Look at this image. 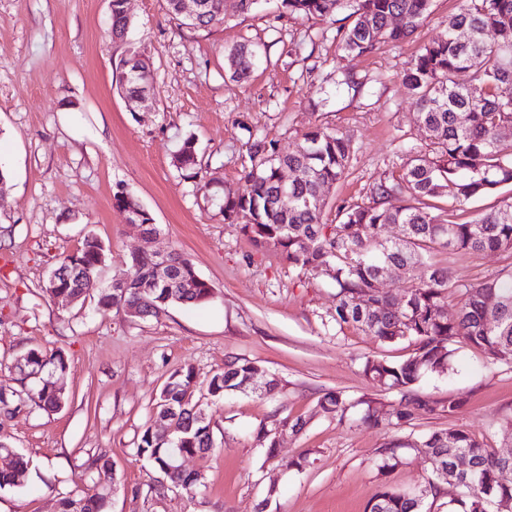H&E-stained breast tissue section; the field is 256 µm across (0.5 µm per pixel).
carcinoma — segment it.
Instances as JSON below:
<instances>
[{
  "instance_id": "cac0c4a2",
  "label": "carcinoma",
  "mask_w": 512,
  "mask_h": 512,
  "mask_svg": "<svg viewBox=\"0 0 512 512\" xmlns=\"http://www.w3.org/2000/svg\"><path fill=\"white\" fill-rule=\"evenodd\" d=\"M170 16L188 28L208 29L224 20V0H203V11L195 20L182 16L176 0H165ZM290 16L307 20L333 17L342 8H352V24L338 30L341 50L363 56L383 44H400L410 38L429 15L432 0H280ZM399 23H393V18ZM132 22L124 0H112V43L121 48L116 90L126 96L140 87H150L154 72L142 68L125 74V56L136 51L129 41ZM255 50L246 44L230 49L226 66L231 77L246 82L251 76ZM470 72L467 84L456 82V74ZM417 109L419 122L429 137V149L409 150L404 171L396 178L376 184L368 201L337 208L336 223L324 221L325 200L319 199L322 185L342 180L352 153L351 140L323 129L307 133L295 150L281 154L274 144L256 139L250 145L251 169L245 173L244 188L226 194L212 180L200 177L202 167L194 137L184 138L176 151V167L191 179H199L206 203L215 207L226 224H239L258 249H273L288 264L305 273L325 271L336 284V304L329 312L341 327L353 325L383 343L408 340L415 344L413 355L402 363L368 359L364 374L376 384L397 392L398 399L387 409L365 400L362 423L372 428L403 429L422 416L436 411L435 402L416 390L427 372L444 373L453 357L454 345L463 341L487 354L492 363L512 364V268L503 269L479 284H460L464 301L458 312L448 315V274L428 262L435 246L451 251L512 253V197L476 218L456 222L439 212L431 201L449 198L459 208L472 200L512 184V142L500 129L512 127V0H462L448 16L444 31L424 45L401 75ZM288 168L295 178L281 186L279 171ZM392 198L409 203L388 206ZM392 225L396 235L380 236ZM173 254L169 285H151L152 265L147 257L126 262V270L112 279L124 287L99 292L98 309L136 308L146 316L164 305H200L212 297L213 289L197 280L191 261L178 251ZM105 249L96 239H86L81 248L60 257L54 270L59 291L80 294L70 270L80 269L84 278L96 277L105 262ZM388 264L406 268L415 284L400 297L375 287L379 272ZM494 297L496 305L487 304ZM29 367L21 372L22 392L27 400L45 411H57L66 403L54 375L69 369L60 349L31 348L22 355ZM257 366L247 360H228L224 371L211 377L207 394L215 401L224 394L242 391ZM192 367L174 370L167 378L154 409L172 428L169 439L145 430L137 446L168 481L194 496L201 477L173 468L182 451L213 450L207 416L185 402L198 391ZM329 416L345 418L351 403L339 392L319 402ZM301 431L300 418H282L275 425L261 423L255 440L264 448L265 460L276 456L275 427ZM410 448L431 463L427 484L407 490L388 483L379 485L367 501L365 512H432L448 478L458 482L462 495L448 502V512H512V455H504L460 429L434 430L410 444L393 437L377 449L378 471L386 475L401 463L402 450ZM465 455L472 469L467 474L452 471L453 459ZM97 475L94 486L59 499V512H109L111 464L103 456L87 460ZM30 461L18 455L14 466L0 472V490L21 486L19 478Z\"/></svg>"
}]
</instances>
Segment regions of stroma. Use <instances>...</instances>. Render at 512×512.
<instances>
[{
	"label": "stroma",
	"mask_w": 512,
	"mask_h": 512,
	"mask_svg": "<svg viewBox=\"0 0 512 512\" xmlns=\"http://www.w3.org/2000/svg\"><path fill=\"white\" fill-rule=\"evenodd\" d=\"M223 25L179 26L164 0H129L130 38L151 60L153 98L130 110L115 88L118 54L108 36V0H0V387L15 386L17 357L28 349L62 348L69 369L67 402L0 413L7 437L32 467L22 488L0 491V512H58L62 495L91 486L86 466L105 456L113 466L110 512H365L381 478L377 448L384 431L360 421L362 403H390L363 373L365 357L401 362L413 344L380 343L328 312L335 282L289 267L274 250H256L238 225L208 206L196 180L173 155L195 136L205 176L225 191L241 189L254 139L280 153L325 128L354 146L347 174L326 187L327 222L338 206L366 200L375 183L402 173L406 147L426 149L428 136L401 83L407 62L443 30L459 0H433L413 37L371 54L347 57L334 20L281 15L279 0L240 13L225 0ZM246 43L258 52L248 82L233 81L226 52ZM353 76L358 90L344 86ZM132 192L161 230L146 240L112 205L117 188ZM97 237L109 255L98 287L137 251L176 249L213 288L198 306L171 304L146 318L95 313L82 303L54 301L42 288L59 257ZM433 264L448 272V311L462 303V283H477L512 265L508 252L456 253L434 247ZM244 358L277 379L275 395L251 391L201 401L214 451L187 460L202 485L186 496L160 485L137 453L153 404L177 368L192 366L200 384ZM342 392L352 404L344 420L324 416L319 400ZM418 391L440 410L420 417L413 437L463 429L497 451L512 444V365H494L458 345L448 370L423 375ZM462 400L454 413L448 401ZM302 418L300 433H283L278 455L265 461L254 430L274 417ZM305 469H296L300 457Z\"/></svg>",
	"instance_id": "35a3bbf8"
}]
</instances>
